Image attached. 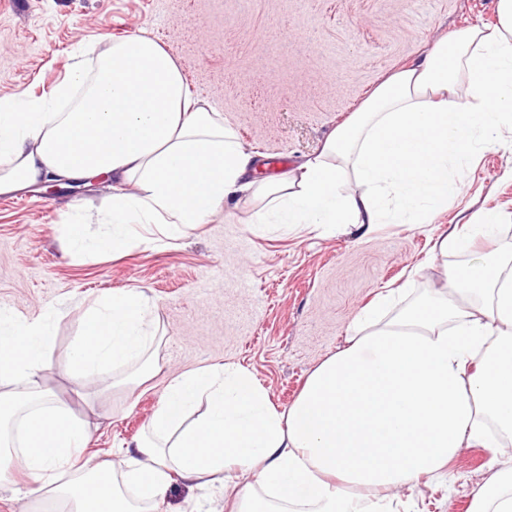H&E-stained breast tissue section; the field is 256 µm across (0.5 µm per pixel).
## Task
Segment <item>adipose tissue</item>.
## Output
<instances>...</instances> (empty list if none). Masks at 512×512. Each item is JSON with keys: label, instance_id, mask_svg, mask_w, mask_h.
<instances>
[{"label": "adipose tissue", "instance_id": "adipose-tissue-1", "mask_svg": "<svg viewBox=\"0 0 512 512\" xmlns=\"http://www.w3.org/2000/svg\"><path fill=\"white\" fill-rule=\"evenodd\" d=\"M497 16L391 74L318 154L262 183L247 180L252 155L220 112L192 100L162 45L142 35L113 42L93 67L77 62L52 100L24 111L0 104V194L59 179L131 185L113 195L100 238L69 226L70 253L123 246L154 215L176 239L245 195L263 200L260 224L370 230L389 198L400 223H427L464 193L449 166H466L512 126V0H497ZM350 174L362 192L342 191ZM496 226L481 213L434 250L470 252ZM394 300L379 294L359 312L347 346L310 374L287 412L241 368L174 377L118 464L81 460L86 425L42 385L47 315L0 317V479L18 470L24 496L67 512H153L173 478L220 490L243 471L253 481L236 512H395L399 490L446 470L463 446L506 452L479 420L512 435V246L447 269L436 295L382 318ZM154 338L148 296L118 291L88 309L72 365L99 385L135 365L126 383L137 387L153 370ZM201 398L205 413L184 423ZM472 512H512V468L495 474Z\"/></svg>", "mask_w": 512, "mask_h": 512}]
</instances>
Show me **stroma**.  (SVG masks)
Listing matches in <instances>:
<instances>
[{"label": "stroma", "mask_w": 512, "mask_h": 512, "mask_svg": "<svg viewBox=\"0 0 512 512\" xmlns=\"http://www.w3.org/2000/svg\"><path fill=\"white\" fill-rule=\"evenodd\" d=\"M497 0H0V103L25 109L50 95L78 53L144 34L174 58L193 96L222 112L271 180L315 155L328 134L392 72L444 38L497 22ZM466 194L427 224H350L283 229L252 221L259 203L186 236L140 241L111 252L64 251L67 225L100 235L112 220L109 187L51 194L38 184L0 195V313L48 315L49 368L43 383L91 423L84 457L119 459L160 406L168 381L224 365L246 369L284 412L309 374L345 347L360 309L386 288L410 299L438 289L461 254L433 253L436 234L487 210L498 217L485 253L512 243V130L461 173ZM143 289L158 332L155 374L135 390L97 392L71 352L89 305L112 291ZM487 449L461 448L447 475L404 487L409 512H470L494 472ZM224 498L173 480L157 512H222Z\"/></svg>", "instance_id": "1"}]
</instances>
